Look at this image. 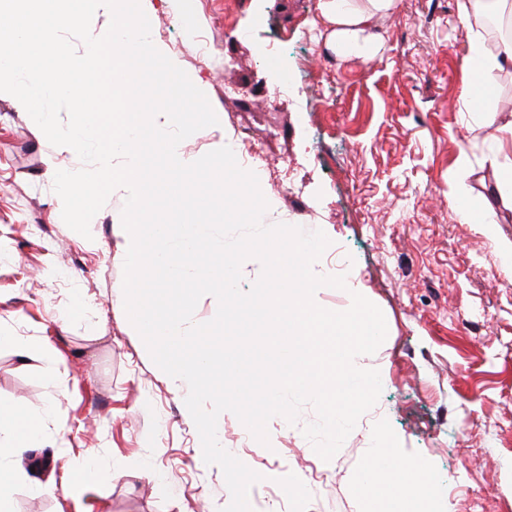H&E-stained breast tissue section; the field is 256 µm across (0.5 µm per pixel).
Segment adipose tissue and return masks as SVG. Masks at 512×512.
<instances>
[{
    "label": "adipose tissue",
    "mask_w": 512,
    "mask_h": 512,
    "mask_svg": "<svg viewBox=\"0 0 512 512\" xmlns=\"http://www.w3.org/2000/svg\"><path fill=\"white\" fill-rule=\"evenodd\" d=\"M398 0H320L327 42L345 57L369 59L382 45L375 18L393 14ZM466 64L478 76L492 80L501 70L512 66V42L498 52H489L481 38L471 40ZM50 407L12 412L0 406V449L5 450L8 468H0V512H13L11 489L26 478L20 462L28 450L38 447L44 437ZM380 467L366 468L359 477L363 512H427L428 476L419 466L404 462L397 478L380 481Z\"/></svg>",
    "instance_id": "adipose-tissue-1"
}]
</instances>
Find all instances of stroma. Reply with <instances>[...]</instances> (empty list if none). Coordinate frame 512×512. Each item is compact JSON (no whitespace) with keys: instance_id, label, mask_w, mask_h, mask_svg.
Masks as SVG:
<instances>
[{"instance_id":"stroma-1","label":"stroma","mask_w":512,"mask_h":512,"mask_svg":"<svg viewBox=\"0 0 512 512\" xmlns=\"http://www.w3.org/2000/svg\"><path fill=\"white\" fill-rule=\"evenodd\" d=\"M319 4L190 0L181 16L169 0L141 3L220 120L183 141L185 157L221 140L274 159L263 224L322 230L317 270L350 259L346 289L319 288L315 302L345 310L360 293L388 328L356 359L379 371V400L331 460L302 433L309 406L295 425L273 417L266 446L222 413L219 443L262 476L253 512H359L356 480L378 429L390 458L431 472L433 512H512V208L494 198L512 185L497 156L512 68L485 84L464 65L470 33L493 52L501 39L480 20L463 29L457 0H399L378 23L377 56L346 58L326 44ZM228 84L239 95L225 96ZM53 165L81 167L0 92V334L37 343L24 356L0 343V405H51L43 450L60 470L96 467L75 495L58 473H32L13 487V510L221 512L223 472L199 455L182 393L125 312L123 192L84 238L62 219Z\"/></svg>"}]
</instances>
